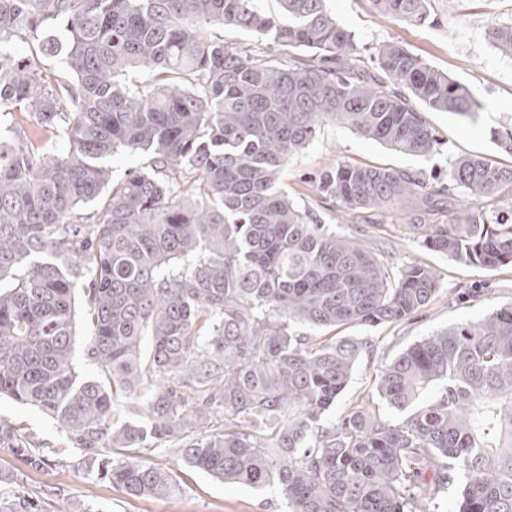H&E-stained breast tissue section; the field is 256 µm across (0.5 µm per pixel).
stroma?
Returning a JSON list of instances; mask_svg holds the SVG:
<instances>
[{
  "mask_svg": "<svg viewBox=\"0 0 512 512\" xmlns=\"http://www.w3.org/2000/svg\"><path fill=\"white\" fill-rule=\"evenodd\" d=\"M337 23L350 32L356 55L367 70H375L374 52L388 42L403 45L433 67L464 83L480 108L464 119L448 112H428L424 118L441 145L428 158L397 153L361 137L334 121L325 122L313 140L282 169L280 186L301 209L338 233L356 237L398 264L421 263L440 274L436 301L413 319L396 325H354L338 328L341 336L372 341L359 358L352 378L328 417L337 419L358 395L374 390L382 366L432 333L464 320L477 321L512 303V267L488 269L459 262L425 249L416 240L400 236L396 225L348 222L340 219L334 203L316 189L315 177L336 162L390 167L437 176L447 181L451 163L460 156H482L504 163L512 155L494 143L492 132L512 131V56L490 42V27L512 24V0H431L430 17L422 24L394 21L374 12L368 0H328ZM22 428L43 450L44 462L34 469L0 447V499L24 512L25 503L39 512H289L278 487L252 488L217 481L186 467L176 453L160 447L140 451V461L172 473L176 490L160 498L130 497L105 480L85 471L80 453L68 447L56 421L35 408L0 399V425Z\"/></svg>",
  "mask_w": 512,
  "mask_h": 512,
  "instance_id": "stroma-1",
  "label": "stroma"
}]
</instances>
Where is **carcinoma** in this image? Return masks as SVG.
I'll list each match as a JSON object with an SVG mask.
<instances>
[{"mask_svg":"<svg viewBox=\"0 0 512 512\" xmlns=\"http://www.w3.org/2000/svg\"><path fill=\"white\" fill-rule=\"evenodd\" d=\"M280 2L286 22L255 0H0V397L57 421L82 467L132 497L175 491L135 460L153 441L221 481L277 486L290 512H435L461 474L455 512H512V303L422 338L384 365L377 397L328 421L372 343L293 326L410 320L439 277L310 222L280 188L325 121L426 158L439 142L421 109L469 118L477 102L397 43L362 74L326 0ZM368 2L429 18L428 0ZM226 28L288 64L224 43ZM488 38L512 54V25ZM50 136L66 149L45 152ZM120 150L148 165L114 180ZM448 183L477 204L344 161L317 190L357 221L400 216L430 251L512 267V219L478 205L512 188V165L461 157ZM78 288L95 378L74 364ZM142 397L141 420L117 408ZM28 444L0 425V447L37 467ZM224 38L233 46H248L254 50L265 54L272 52L275 58H288V49L285 51L278 50L277 47L271 46L268 39L259 40L255 35L245 31L225 32Z\"/></svg>","mask_w":512,"mask_h":512,"instance_id":"cac0c4a2","label":"carcinoma"}]
</instances>
